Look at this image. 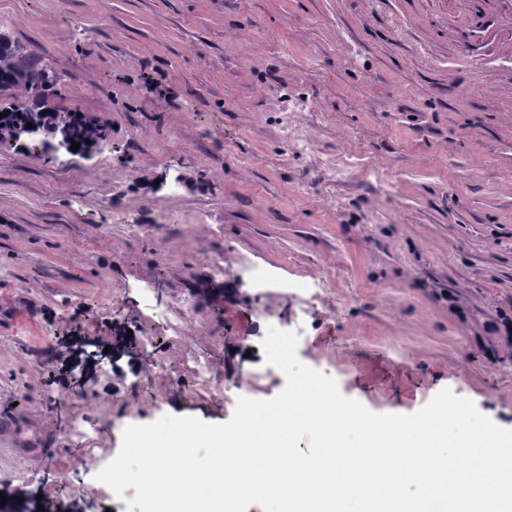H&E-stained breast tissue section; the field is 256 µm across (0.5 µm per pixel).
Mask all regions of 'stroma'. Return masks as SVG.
Listing matches in <instances>:
<instances>
[{"mask_svg": "<svg viewBox=\"0 0 512 512\" xmlns=\"http://www.w3.org/2000/svg\"><path fill=\"white\" fill-rule=\"evenodd\" d=\"M0 28L112 142L0 150L9 502L127 512L134 488L96 479L124 428L275 397L274 321L371 412L447 388L512 429V0H0ZM290 103L312 151L283 131ZM118 325L127 352L89 362ZM190 355L208 386L172 385Z\"/></svg>", "mask_w": 512, "mask_h": 512, "instance_id": "obj_1", "label": "stroma"}]
</instances>
